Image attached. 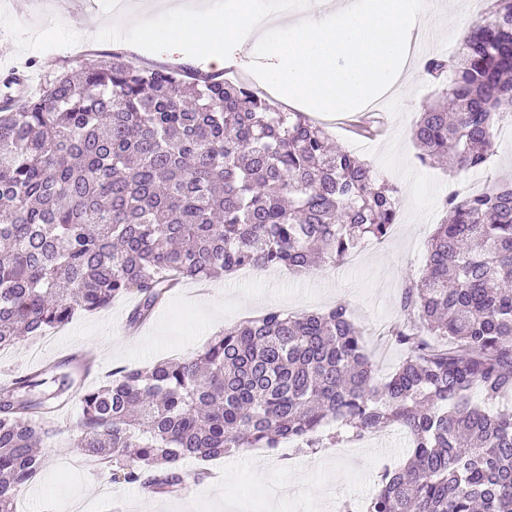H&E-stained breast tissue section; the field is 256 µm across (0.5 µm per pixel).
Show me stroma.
I'll use <instances>...</instances> for the list:
<instances>
[{"mask_svg": "<svg viewBox=\"0 0 512 512\" xmlns=\"http://www.w3.org/2000/svg\"><path fill=\"white\" fill-rule=\"evenodd\" d=\"M37 0H0V78L8 68L35 62L44 73L78 66L80 39L60 29L61 17L41 18ZM436 87L425 74L413 79L410 99L384 98L378 113L380 135L363 137L348 126V115L322 118L332 140L354 151L395 186L399 196L396 224L385 242L368 241L355 264L324 265L306 274L284 268L246 270L205 281H188L134 334L125 319L130 301L75 318L42 337H23L0 352V385L44 366L61 365L72 356L96 357L100 372L116 367L144 368L186 356L239 321L277 307L291 313L319 311L347 302L351 318L364 333L377 377L391 374L403 358L377 340L403 320L399 306L407 278L425 269L427 244L442 219L440 200L451 192L481 193L494 181L512 178V124L495 129L496 152L486 169L470 172L429 166L418 158L412 128ZM80 408L70 405L55 421L56 435L47 449L50 462L41 477L23 490L17 512H55L67 502L69 512H337L342 502H363L378 488L384 470L405 460L403 432L394 429L380 441H339L313 453L288 445L258 454L243 448L210 462L227 474L222 487L211 481L189 484L175 495L142 501L135 485L112 482L108 472L82 467L67 445L79 434Z\"/></svg>", "mask_w": 512, "mask_h": 512, "instance_id": "1", "label": "stroma"}]
</instances>
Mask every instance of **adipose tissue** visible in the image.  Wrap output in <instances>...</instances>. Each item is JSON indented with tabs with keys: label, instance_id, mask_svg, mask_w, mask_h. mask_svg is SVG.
Segmentation results:
<instances>
[{
	"label": "adipose tissue",
	"instance_id": "adipose-tissue-1",
	"mask_svg": "<svg viewBox=\"0 0 512 512\" xmlns=\"http://www.w3.org/2000/svg\"><path fill=\"white\" fill-rule=\"evenodd\" d=\"M443 10L440 0H328L327 11L305 15L284 0H134L107 31L135 49L199 57L211 71L256 69L278 99L345 113L407 95L420 68L413 46ZM107 31L79 35L96 42Z\"/></svg>",
	"mask_w": 512,
	"mask_h": 512
}]
</instances>
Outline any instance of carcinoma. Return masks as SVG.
<instances>
[{"label": "carcinoma", "instance_id": "obj_1", "mask_svg": "<svg viewBox=\"0 0 512 512\" xmlns=\"http://www.w3.org/2000/svg\"><path fill=\"white\" fill-rule=\"evenodd\" d=\"M422 68L452 78L413 130L421 163L450 154L458 170L485 168L495 126L512 120V0H485L462 49ZM0 83V348L127 295L128 326H141L177 280L336 264L397 221L394 186L244 83L120 49L33 91L14 72ZM442 209L425 272L403 287L388 336L405 356L385 380L343 301L270 308L200 352L116 367L95 387L76 384L89 359L41 369L0 387V512H16L45 466L47 410L73 400L69 450L155 493L210 476L187 460L286 440L312 452L334 423L338 437H407L406 461L363 512H512V412L492 408L512 395V182L453 193Z\"/></svg>", "mask_w": 512, "mask_h": 512}]
</instances>
